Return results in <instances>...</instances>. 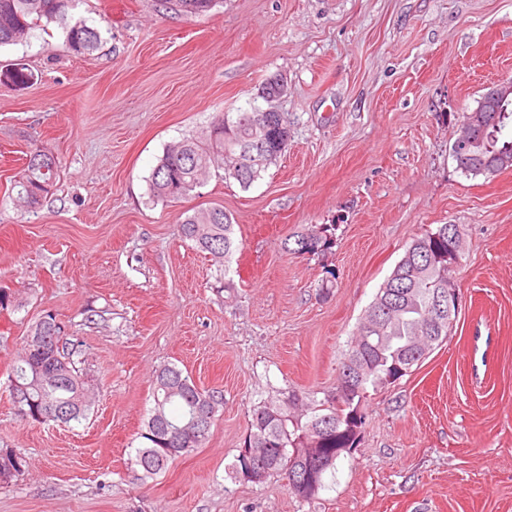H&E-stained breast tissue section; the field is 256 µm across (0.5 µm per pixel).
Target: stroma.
<instances>
[{"label": "stroma", "instance_id": "35a3bbf8", "mask_svg": "<svg viewBox=\"0 0 512 512\" xmlns=\"http://www.w3.org/2000/svg\"><path fill=\"white\" fill-rule=\"evenodd\" d=\"M72 14L102 34L92 55L53 24L0 47V76L32 74L0 79V288L24 301L0 311V448L30 462L0 484V512H512V169L468 176L450 151L486 86L512 79V0H224L200 16L76 0ZM276 75V166L247 189L216 170L151 199L169 145ZM37 146L60 167L33 212L15 183ZM197 207L231 216L230 260L180 237ZM315 224L337 227L329 253L285 252ZM440 224L463 240L447 340L368 390L358 447L314 499L234 477L254 408L332 390L378 289ZM47 310L93 387L78 424L23 419L6 390ZM165 364L224 404L203 447L144 483L128 453Z\"/></svg>", "mask_w": 512, "mask_h": 512}]
</instances>
